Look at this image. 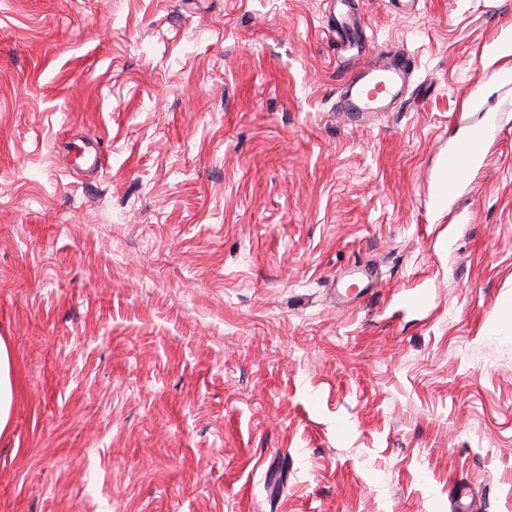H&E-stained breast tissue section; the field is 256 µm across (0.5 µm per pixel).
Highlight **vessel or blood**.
<instances>
[{"instance_id":"1","label":"vessel or blood","mask_w":512,"mask_h":512,"mask_svg":"<svg viewBox=\"0 0 512 512\" xmlns=\"http://www.w3.org/2000/svg\"><path fill=\"white\" fill-rule=\"evenodd\" d=\"M323 18L328 30L336 36L338 58L351 63L340 79L337 111L357 118L399 111L406 101L416 67L414 56L393 45L363 49L361 38L366 22L362 15L348 12L339 15L330 9ZM477 157L469 138L454 143L443 160V175L436 188L438 198L456 195L461 179L469 173Z\"/></svg>"}]
</instances>
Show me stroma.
<instances>
[{
    "label": "stroma",
    "mask_w": 512,
    "mask_h": 512,
    "mask_svg": "<svg viewBox=\"0 0 512 512\" xmlns=\"http://www.w3.org/2000/svg\"><path fill=\"white\" fill-rule=\"evenodd\" d=\"M360 5L355 126L324 0H0V512H512V0ZM323 18L328 30L336 35L338 59L354 60L353 66L342 73L336 111L352 117H364L376 112H397L407 101L415 58L397 46H375L363 49L364 16L341 13L336 19V3ZM479 156L472 148L468 136L457 140L443 160V175L436 188L437 197L447 200L454 197L461 179L469 173L473 162ZM12 399V358L7 343L0 338V434L9 426Z\"/></svg>",
    "instance_id": "obj_1"
}]
</instances>
